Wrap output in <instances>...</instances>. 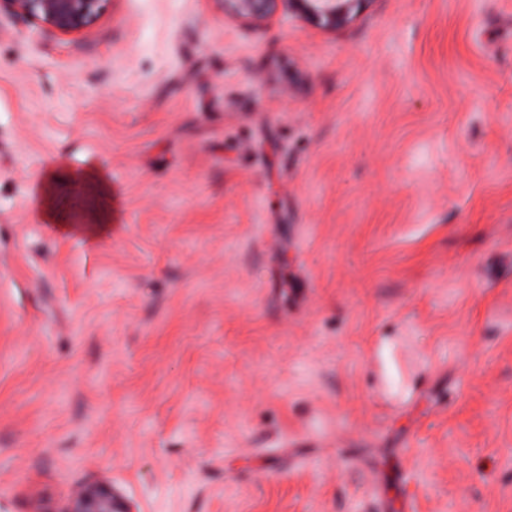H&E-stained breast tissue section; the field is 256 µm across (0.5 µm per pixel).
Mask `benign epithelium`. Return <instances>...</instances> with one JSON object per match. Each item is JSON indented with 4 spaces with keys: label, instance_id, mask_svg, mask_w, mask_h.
<instances>
[{
    "label": "benign epithelium",
    "instance_id": "obj_1",
    "mask_svg": "<svg viewBox=\"0 0 512 512\" xmlns=\"http://www.w3.org/2000/svg\"><path fill=\"white\" fill-rule=\"evenodd\" d=\"M103 0H0V14L43 23L69 35L88 27L99 15ZM247 17L263 19L272 14L278 0H231ZM360 0H289L303 14L330 24L344 20L350 6ZM64 512H131L112 485L98 482L75 487Z\"/></svg>",
    "mask_w": 512,
    "mask_h": 512
}]
</instances>
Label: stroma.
<instances>
[{"mask_svg":"<svg viewBox=\"0 0 512 512\" xmlns=\"http://www.w3.org/2000/svg\"><path fill=\"white\" fill-rule=\"evenodd\" d=\"M96 165L114 229L34 187ZM512 512V0L0 16V512ZM287 2L296 6L307 16L336 24V21H342L349 15L350 6L358 0H289ZM59 185L56 177H47L40 189L41 219L47 224H60L62 229H67L71 221L68 214L62 213L58 207ZM64 512H132L112 485L98 482L75 487Z\"/></svg>","mask_w":512,"mask_h":512,"instance_id":"1","label":"stroma"}]
</instances>
